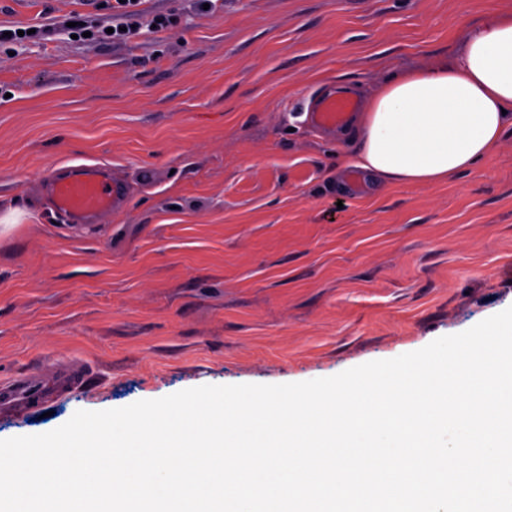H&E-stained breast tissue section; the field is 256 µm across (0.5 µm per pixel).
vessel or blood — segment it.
<instances>
[{
  "label": "vessel or blood",
  "instance_id": "vessel-or-blood-1",
  "mask_svg": "<svg viewBox=\"0 0 512 512\" xmlns=\"http://www.w3.org/2000/svg\"><path fill=\"white\" fill-rule=\"evenodd\" d=\"M359 102L354 92L330 91L320 94L308 119L312 127L324 131L346 128ZM46 189L55 209L70 222L93 223L124 207L125 185L108 176L98 165L73 166L62 177L51 176ZM83 384L79 375L69 372H36L0 384V415L15 414L46 404L59 395L78 390Z\"/></svg>",
  "mask_w": 512,
  "mask_h": 512
}]
</instances>
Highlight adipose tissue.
<instances>
[{"label": "adipose tissue", "instance_id": "ef3b65f1", "mask_svg": "<svg viewBox=\"0 0 512 512\" xmlns=\"http://www.w3.org/2000/svg\"><path fill=\"white\" fill-rule=\"evenodd\" d=\"M511 127L512 14L491 11L453 58L395 72L366 96L347 164L388 186L448 183Z\"/></svg>", "mask_w": 512, "mask_h": 512}]
</instances>
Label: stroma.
<instances>
[{"label":"stroma","mask_w":512,"mask_h":512,"mask_svg":"<svg viewBox=\"0 0 512 512\" xmlns=\"http://www.w3.org/2000/svg\"><path fill=\"white\" fill-rule=\"evenodd\" d=\"M97 47L60 21L92 0H0V380L73 360L82 387L0 416V439L205 384L330 377L419 350L512 307V132L450 183L353 190L341 134L299 115L327 88L368 93L452 57L512 0H141ZM115 168L126 206L72 224L46 170Z\"/></svg>","instance_id":"stroma-1"}]
</instances>
